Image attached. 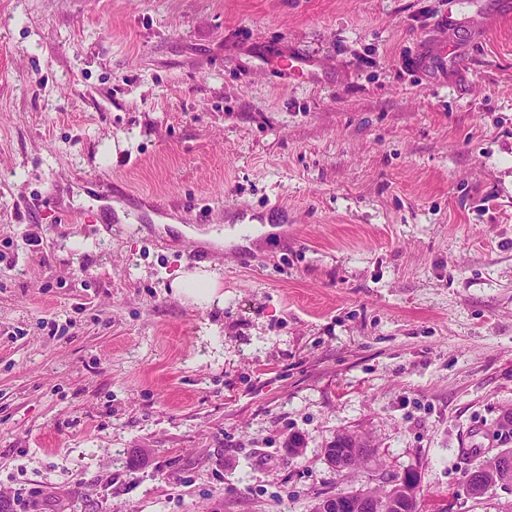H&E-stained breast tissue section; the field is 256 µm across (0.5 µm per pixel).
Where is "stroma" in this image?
<instances>
[{"label":"stroma","instance_id":"35a3bbf8","mask_svg":"<svg viewBox=\"0 0 512 512\" xmlns=\"http://www.w3.org/2000/svg\"><path fill=\"white\" fill-rule=\"evenodd\" d=\"M509 410L512 0H0V512H512ZM177 287L182 294L197 303H211L216 297L215 280L208 273L181 277ZM465 474V486L469 485L466 484V481L469 480L471 488L480 485L489 489L498 484H511L512 449L503 450L500 456L484 459L481 463L474 466V469L467 470ZM408 476H414L417 479H415L417 481L416 485H413L409 482L406 483L408 487V489H406L408 496H414V499H416L417 502V492L419 488L420 474L415 469H409L403 474V477ZM401 488L402 486L398 485H382L378 487L367 486L363 489H359L353 492L354 497L352 501L354 503V506L352 507V509L349 510V512H366L367 510L369 511L373 507L370 503L365 505V503H367L369 500H376L381 503L383 508L379 512L410 511L415 506H409L407 498L401 493ZM413 512H418V502L417 507L413 509Z\"/></svg>","mask_w":512,"mask_h":512}]
</instances>
